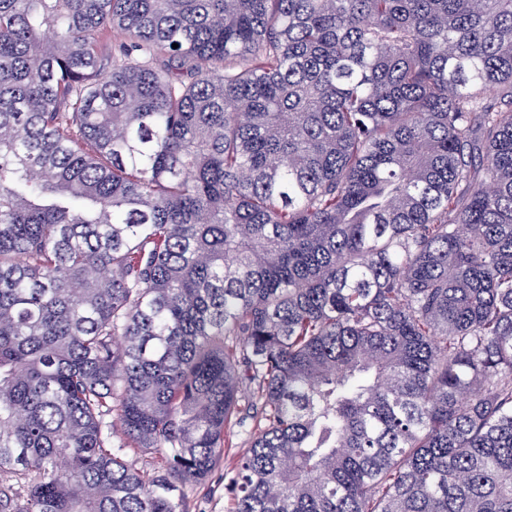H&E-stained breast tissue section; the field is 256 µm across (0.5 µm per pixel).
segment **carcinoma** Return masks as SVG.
Instances as JSON below:
<instances>
[{
    "instance_id": "carcinoma-1",
    "label": "carcinoma",
    "mask_w": 512,
    "mask_h": 512,
    "mask_svg": "<svg viewBox=\"0 0 512 512\" xmlns=\"http://www.w3.org/2000/svg\"><path fill=\"white\" fill-rule=\"evenodd\" d=\"M234 428L229 512H512V0H0V512Z\"/></svg>"
}]
</instances>
